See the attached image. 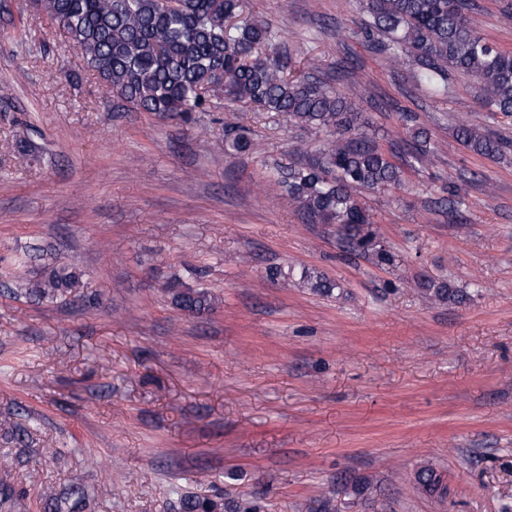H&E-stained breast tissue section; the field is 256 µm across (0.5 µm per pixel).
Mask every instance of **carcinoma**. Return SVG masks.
<instances>
[{
    "instance_id": "cac0c4a2",
    "label": "carcinoma",
    "mask_w": 512,
    "mask_h": 512,
    "mask_svg": "<svg viewBox=\"0 0 512 512\" xmlns=\"http://www.w3.org/2000/svg\"><path fill=\"white\" fill-rule=\"evenodd\" d=\"M37 14L58 26L88 68L138 112L180 117L206 112L212 98L253 103L266 112H283L298 126L330 135L306 164L283 167L279 183L288 198L315 224H334L347 252L381 265L394 256L380 245L369 214L357 198L363 190H384L402 183V170L365 131L368 121L355 98L311 74H295L298 61L282 44L273 25L244 14V0H33ZM472 0H361L363 34L370 48L395 61L409 56L415 79L434 93H448L452 78L472 79L482 103L512 115V50L501 48L472 23ZM453 136L479 156L501 158L512 139L462 120ZM414 153H430V136L410 133ZM236 153L250 148L244 129L229 135ZM448 209L464 204L462 188L446 187ZM84 274L56 260L32 271L24 294L36 301L67 299L85 287ZM300 281L329 295L338 284L304 271ZM427 298L460 304L466 291L447 282H429ZM172 303L189 314L212 309L204 290L169 288ZM419 487L443 494L438 470L415 473ZM44 512H86L88 492L71 485L41 497ZM180 512H224V498L185 494Z\"/></svg>"
}]
</instances>
